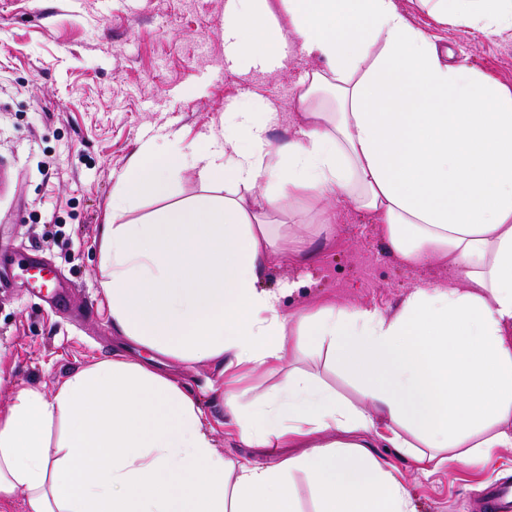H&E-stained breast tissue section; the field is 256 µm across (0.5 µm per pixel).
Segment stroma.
Listing matches in <instances>:
<instances>
[{"instance_id": "obj_1", "label": "stroma", "mask_w": 512, "mask_h": 512, "mask_svg": "<svg viewBox=\"0 0 512 512\" xmlns=\"http://www.w3.org/2000/svg\"><path fill=\"white\" fill-rule=\"evenodd\" d=\"M441 36L456 64L512 83V31ZM315 67L292 57L270 75L227 69L224 0H0V251L42 257L53 280L42 288L16 268L0 276V347L14 364L0 376L1 408L14 389L51 390L91 359L140 355L115 337L100 293V230L140 145L153 138L203 150L227 113L261 104L275 110L269 135L282 142L296 126L300 77ZM336 206L333 235L304 208L282 230L283 248L307 254L268 261L264 287L299 284L283 300L286 312L315 303L391 309L416 283L447 278L435 266H401L366 212L346 200ZM157 364L197 397L225 457L271 464L292 455L225 435L223 397L210 389L216 367ZM372 445L400 471L418 512H477L484 489L512 477V448L488 467L425 476L383 440Z\"/></svg>"}]
</instances>
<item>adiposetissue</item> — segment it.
<instances>
[{"instance_id":"obj_1","label":"adipose tissue","mask_w":512,"mask_h":512,"mask_svg":"<svg viewBox=\"0 0 512 512\" xmlns=\"http://www.w3.org/2000/svg\"><path fill=\"white\" fill-rule=\"evenodd\" d=\"M419 2L444 29H512V0ZM281 5L225 0V64L271 74L291 55L319 61L300 80L293 137L273 144L274 113L240 112L201 153L143 143L112 190L100 287L117 336L218 366L227 435L294 456L225 461L199 401L117 352L0 408V512H300L299 475L316 512H415L362 435L383 433L425 475L512 447V83L453 64L398 0ZM200 162L211 188L170 203L172 171ZM143 197L167 206L123 221ZM341 198L381 225L402 266L435 263L447 279L415 285L390 313L284 312L297 283L260 286L269 258L290 259L271 218L302 204L329 231ZM306 340L326 346L358 401L284 369ZM258 372L281 380L245 416L240 383Z\"/></svg>"}]
</instances>
